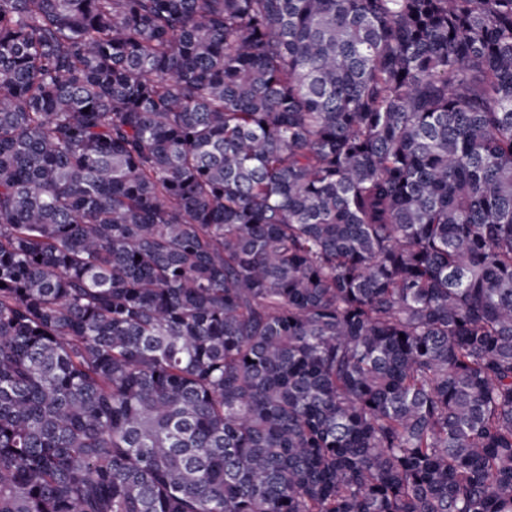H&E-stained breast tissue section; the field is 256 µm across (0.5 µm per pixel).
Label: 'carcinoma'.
I'll return each instance as SVG.
<instances>
[{"label":"carcinoma","instance_id":"obj_1","mask_svg":"<svg viewBox=\"0 0 512 512\" xmlns=\"http://www.w3.org/2000/svg\"><path fill=\"white\" fill-rule=\"evenodd\" d=\"M0 512H512V0H0Z\"/></svg>","mask_w":512,"mask_h":512}]
</instances>
